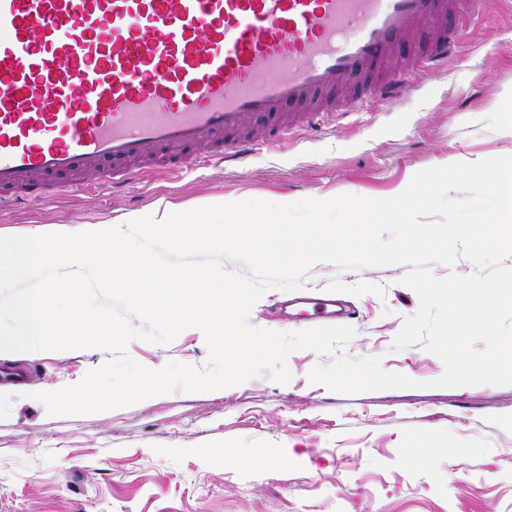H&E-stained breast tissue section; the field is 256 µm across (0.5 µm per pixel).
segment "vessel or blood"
Listing matches in <instances>:
<instances>
[{"label": "vessel or blood", "mask_w": 512, "mask_h": 512, "mask_svg": "<svg viewBox=\"0 0 512 512\" xmlns=\"http://www.w3.org/2000/svg\"><path fill=\"white\" fill-rule=\"evenodd\" d=\"M475 0H0V207L187 162H242L386 80L397 49Z\"/></svg>", "instance_id": "obj_1"}]
</instances>
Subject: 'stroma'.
I'll return each instance as SVG.
<instances>
[{"label":"stroma","mask_w":512,"mask_h":512,"mask_svg":"<svg viewBox=\"0 0 512 512\" xmlns=\"http://www.w3.org/2000/svg\"><path fill=\"white\" fill-rule=\"evenodd\" d=\"M405 100L378 97L297 132L246 161L191 168L169 180L143 174L130 187L59 192L0 214V236L111 221L171 204L184 212L219 199L269 202L342 194L389 198L413 175L447 161L512 155V0H481L447 61L415 70ZM408 264L344 269L314 264L307 294L335 293L355 313L354 336L329 352L294 351L291 379L269 374L209 392L176 390L96 413L50 414L21 398L0 419V512H512V385L433 388L442 361L423 343L395 348L419 307L403 285ZM290 292L254 305L253 327L312 328L303 309L282 317ZM142 366L205 367L193 329L166 344L132 340ZM377 356L413 388L345 394L311 381L315 366ZM98 348L17 353L30 388L55 391L107 363ZM273 448L281 463L244 471L217 449Z\"/></svg>","instance_id":"stroma-1"}]
</instances>
